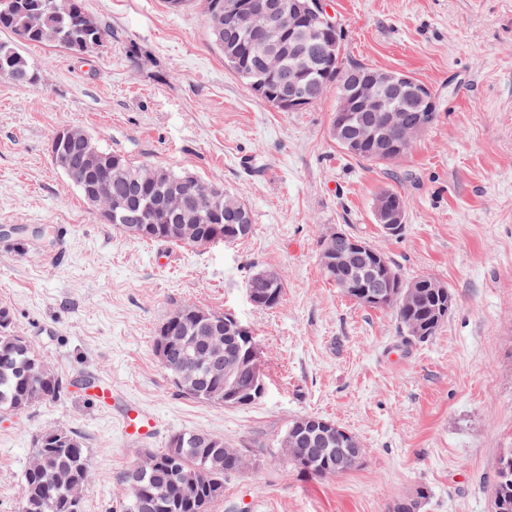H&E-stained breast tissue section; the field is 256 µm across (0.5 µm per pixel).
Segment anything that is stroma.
<instances>
[{"instance_id": "1", "label": "stroma", "mask_w": 512, "mask_h": 512, "mask_svg": "<svg viewBox=\"0 0 512 512\" xmlns=\"http://www.w3.org/2000/svg\"><path fill=\"white\" fill-rule=\"evenodd\" d=\"M86 2L112 32L104 51L26 46L38 84L0 75V306L64 386L0 412V512H19L48 428L83 440V512H121V474L189 430L248 452L209 512H389L421 486L426 512H493L496 464L512 448V0H328L348 60L409 71L437 97L436 121L394 163L338 147L335 95L298 112L258 98L212 45L202 0L177 13L163 0ZM65 127L223 186L251 211L252 237L190 247L121 233L54 165ZM384 189L408 203L395 237L373 217ZM337 231L385 252L404 279L450 288L436 336L406 343L393 310L359 306L325 277L320 245ZM262 268L283 278L272 309L247 294ZM186 304L253 329L264 398L224 407L176 388L154 340ZM77 378L109 384L115 406ZM127 404L156 416L154 436L123 433ZM305 415L355 435L359 466L328 477L288 467L277 442Z\"/></svg>"}]
</instances>
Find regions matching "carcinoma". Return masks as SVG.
I'll return each mask as SVG.
<instances>
[{
    "label": "carcinoma",
    "mask_w": 512,
    "mask_h": 512,
    "mask_svg": "<svg viewBox=\"0 0 512 512\" xmlns=\"http://www.w3.org/2000/svg\"><path fill=\"white\" fill-rule=\"evenodd\" d=\"M206 23L213 45L224 51V35L243 25V20L224 12V0H206ZM0 32L10 39L0 41V74L8 75L16 63L38 83V73L19 46L33 44L100 51L109 44L110 34L87 11L85 0H73L69 11L56 8V0H0ZM237 50L243 54L248 71L262 69L269 47L262 41H239ZM368 67L366 63L348 64L344 59L317 67L310 75L311 85L317 87L312 103H317L330 90L341 93L340 82L354 69ZM263 83L253 92L270 104V94L283 92L279 78L261 75ZM76 136L88 140L90 159L108 172L109 181L102 191L103 204L137 196L153 202L149 224H174L182 219L185 225H194L207 233L213 224H253L252 216L242 219L230 209L234 197L224 187L206 183L197 176L183 172L144 166L133 162L123 153L102 148L88 131L72 128ZM391 284L394 301L390 308L409 342L425 343L436 335L441 324L435 322L440 309L448 308L449 289L428 288L434 281L421 276L415 282L424 285L421 298L407 305L399 291L404 283L398 271ZM349 276L354 292L346 293L357 304L368 302L362 293L371 284L368 269L357 266ZM182 311H193L198 318L191 319L182 337V350H170L163 367L171 379L179 380V390L188 398L209 404H224V377L203 371L200 363L204 352L201 343L218 346L224 357L232 360L244 353L246 347L236 348L219 336H206L209 321L224 314L205 310L195 305H184ZM258 383L250 369L242 368L236 378V389L243 396L256 395ZM63 388L58 375L36 353L31 341L19 335L13 327L11 312L0 307V412L19 413L48 399L57 397ZM180 447L167 441L165 448L150 452L142 462L145 479L138 485L121 477L119 494L124 512H138L137 504H144L143 512H208L209 507L224 497V479L234 476L247 464L245 451L235 448L224 438L208 443L204 432H180ZM286 462L294 470L315 477L341 474L357 467L336 452L315 454V448L299 443L288 449L286 440L278 442ZM89 476L88 461L80 438L59 429H47L37 441L32 459L22 482L21 512H80V495ZM430 498L428 488L421 486L412 497L393 502L392 512H410L408 505L415 499ZM494 512H512V469L496 472L493 485Z\"/></svg>",
    "instance_id": "1"
}]
</instances>
